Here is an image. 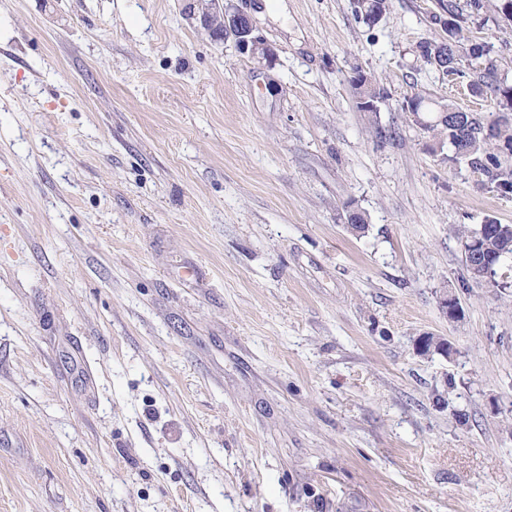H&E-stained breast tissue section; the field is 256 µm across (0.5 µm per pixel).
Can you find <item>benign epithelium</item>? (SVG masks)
I'll use <instances>...</instances> for the list:
<instances>
[{
  "mask_svg": "<svg viewBox=\"0 0 512 512\" xmlns=\"http://www.w3.org/2000/svg\"><path fill=\"white\" fill-rule=\"evenodd\" d=\"M197 7V16L201 26L215 39L231 38L238 49L252 56H270V48L263 39L254 35L252 19L237 5L234 0H193ZM471 253L474 258L473 270L480 274L493 277L496 265L486 263L483 247L475 243ZM443 313L454 319L459 315V303L454 294L445 292L440 297Z\"/></svg>",
  "mask_w": 512,
  "mask_h": 512,
  "instance_id": "benign-epithelium-1",
  "label": "benign epithelium"
}]
</instances>
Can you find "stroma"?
<instances>
[{
  "mask_svg": "<svg viewBox=\"0 0 512 512\" xmlns=\"http://www.w3.org/2000/svg\"><path fill=\"white\" fill-rule=\"evenodd\" d=\"M239 4L272 58L189 0H0V512H512V255L457 236L512 195L402 109L494 118L437 0ZM462 25L512 85V21ZM355 15L366 23H376L380 19V13L389 10V0H354ZM437 50L446 54V65L440 70L447 75H454L456 79L467 78L468 61L487 57L490 53L489 46L484 41L470 40L469 42H463L454 39V44L442 42L421 46V56L427 62L433 64L430 57ZM354 71L356 76L353 77L352 84L358 97V111L368 112V114L370 112H376V109H374L371 105L361 103L359 99L362 97L383 99L385 94L384 88L381 87L375 79H372L359 67H356Z\"/></svg>",
  "mask_w": 512,
  "mask_h": 512,
  "instance_id": "stroma-1",
  "label": "stroma"
}]
</instances>
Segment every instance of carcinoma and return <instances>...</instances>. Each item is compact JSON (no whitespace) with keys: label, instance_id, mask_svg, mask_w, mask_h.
Instances as JSON below:
<instances>
[{"label":"carcinoma","instance_id":"carcinoma-1","mask_svg":"<svg viewBox=\"0 0 512 512\" xmlns=\"http://www.w3.org/2000/svg\"><path fill=\"white\" fill-rule=\"evenodd\" d=\"M512 0H466L459 4L456 0H440L443 12L454 20L462 21L463 12L479 16L488 10L505 12L504 4ZM355 15L366 23H376L380 13L389 10L390 0H354ZM446 55V65L442 72L453 75L458 79L467 78V63L486 57L490 53L489 46L484 41L471 40L454 43H440L421 46L422 57L430 60L435 51ZM352 84L357 97L382 98L384 88L368 76L360 68H355ZM475 92H487L499 110L512 111V86L506 85L499 77L494 61H489L483 74V79L473 83ZM411 108L421 111L423 115L422 128L433 134V137L448 143L454 149V160L464 161L473 169L481 172L486 182L500 193L512 194V168L503 165L500 156L506 150H512V130L497 124L485 125L484 119L475 112L461 110L455 103H442L429 96L416 93L406 99ZM445 112H457L463 116L462 126L448 124L443 118ZM461 246L466 247L476 239L486 243L485 257L494 262L500 258L501 251L512 254V224H500L493 219H487L475 230H464L460 233Z\"/></svg>","mask_w":512,"mask_h":512}]
</instances>
